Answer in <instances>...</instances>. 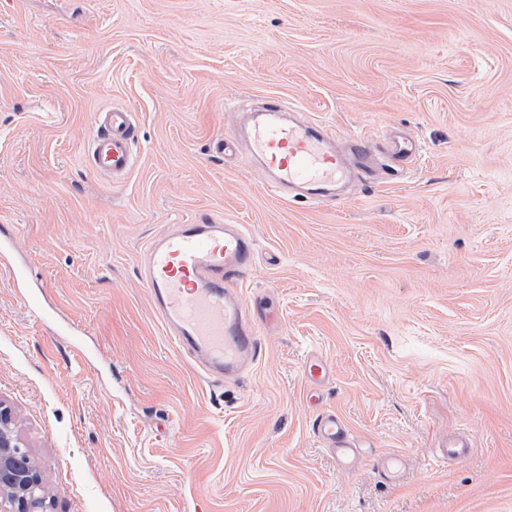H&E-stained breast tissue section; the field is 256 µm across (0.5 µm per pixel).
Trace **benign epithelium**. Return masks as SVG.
<instances>
[{
	"mask_svg": "<svg viewBox=\"0 0 512 512\" xmlns=\"http://www.w3.org/2000/svg\"><path fill=\"white\" fill-rule=\"evenodd\" d=\"M22 453L11 411L0 405V512H44L43 475L32 462L19 459Z\"/></svg>",
	"mask_w": 512,
	"mask_h": 512,
	"instance_id": "benign-epithelium-1",
	"label": "benign epithelium"
}]
</instances>
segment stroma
<instances>
[{
    "mask_svg": "<svg viewBox=\"0 0 512 512\" xmlns=\"http://www.w3.org/2000/svg\"><path fill=\"white\" fill-rule=\"evenodd\" d=\"M272 100L421 158L331 203L274 198L235 140ZM114 109L138 135L122 179L84 152ZM2 224L51 315L0 269V405L47 512H512V0H0ZM168 224L256 241L243 290L285 323L239 381H202L162 332L138 269ZM418 152L416 141L404 135H395L388 143V155L393 162L411 163L416 159ZM302 374L315 389L322 387L330 379V369L326 361L316 353L307 356ZM314 431L321 442L339 453L343 461L347 462L357 448L352 433L336 412L322 411L315 419Z\"/></svg>",
    "mask_w": 512,
    "mask_h": 512,
    "instance_id": "obj_1",
    "label": "stroma"
}]
</instances>
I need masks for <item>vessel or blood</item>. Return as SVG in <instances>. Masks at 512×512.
I'll return each instance as SVG.
<instances>
[{"instance_id":"obj_1","label":"vessel or blood","mask_w":512,"mask_h":512,"mask_svg":"<svg viewBox=\"0 0 512 512\" xmlns=\"http://www.w3.org/2000/svg\"><path fill=\"white\" fill-rule=\"evenodd\" d=\"M244 140L266 171V189L274 196L288 193L318 203L353 170L366 176L375 170V149L367 136L342 141L332 126L284 120L275 106L252 116ZM135 145L130 113L105 112L87 143V156L94 168L124 176L133 167ZM418 152L416 141L404 135L388 143L395 162H412ZM256 258L255 240L240 224H176L156 236L144 254L140 276L166 336L209 381L237 379L260 356L259 327L283 323L277 303L252 302L239 288L255 270ZM302 374L316 388L330 379L326 361L315 353L307 356ZM314 431L342 460L357 447L336 412H321Z\"/></svg>"}]
</instances>
